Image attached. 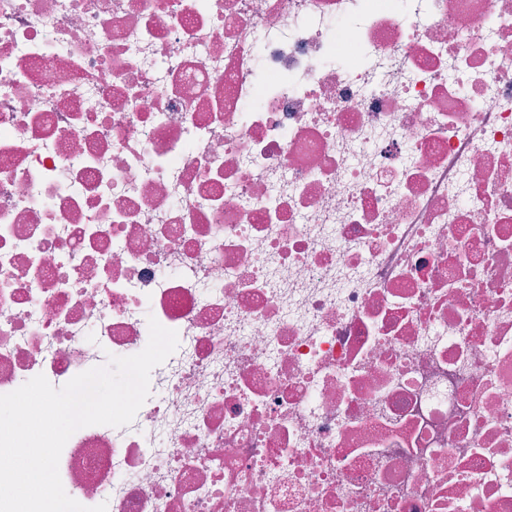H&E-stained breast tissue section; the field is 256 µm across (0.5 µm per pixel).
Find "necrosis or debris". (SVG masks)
Here are the masks:
<instances>
[{
  "mask_svg": "<svg viewBox=\"0 0 512 512\" xmlns=\"http://www.w3.org/2000/svg\"><path fill=\"white\" fill-rule=\"evenodd\" d=\"M107 512H512V0H0V394Z\"/></svg>",
  "mask_w": 512,
  "mask_h": 512,
  "instance_id": "1",
  "label": "necrosis or debris"
}]
</instances>
